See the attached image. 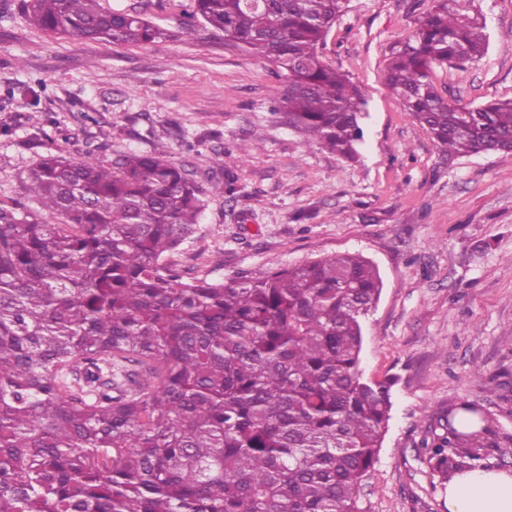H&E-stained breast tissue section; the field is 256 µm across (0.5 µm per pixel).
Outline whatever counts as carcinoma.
<instances>
[{
  "label": "carcinoma",
  "mask_w": 512,
  "mask_h": 512,
  "mask_svg": "<svg viewBox=\"0 0 512 512\" xmlns=\"http://www.w3.org/2000/svg\"><path fill=\"white\" fill-rule=\"evenodd\" d=\"M30 25L117 45L163 32L98 0H23ZM346 0H191V22L288 79V123L347 160L367 102L318 47ZM436 0L393 49L400 108L448 156L512 157V99L446 102L435 67L480 59L484 26ZM224 153L225 181L235 190ZM30 191L65 219L0 202V512H361L359 488L390 418L392 378L363 377L362 318L377 268L330 256L263 278L181 281L162 263L195 230L203 188L163 152L115 166L47 154ZM464 401L431 424L442 482L496 448Z\"/></svg>",
  "instance_id": "cac0c4a2"
}]
</instances>
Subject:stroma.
Wrapping results in <instances>:
<instances>
[{
  "label": "stroma",
  "instance_id": "obj_1",
  "mask_svg": "<svg viewBox=\"0 0 512 512\" xmlns=\"http://www.w3.org/2000/svg\"><path fill=\"white\" fill-rule=\"evenodd\" d=\"M163 29L145 45L50 36L21 0H0V202L60 223L26 190L50 153L113 162L163 147L202 187L219 153L244 155L234 194L209 192L192 237L168 258L183 281L222 283L356 253L383 289L363 323L366 378H397L363 512H448L421 446L433 413L470 401L503 440L488 461L512 472V157L450 158L386 86L390 49L433 0H347L320 48L368 100L360 162L321 148L278 112L272 64L188 24L190 0H98ZM484 21L485 55L434 68L450 103L512 99V0H459Z\"/></svg>",
  "mask_w": 512,
  "mask_h": 512
}]
</instances>
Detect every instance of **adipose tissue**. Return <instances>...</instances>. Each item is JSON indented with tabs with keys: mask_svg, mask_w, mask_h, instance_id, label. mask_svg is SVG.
Here are the masks:
<instances>
[{
	"mask_svg": "<svg viewBox=\"0 0 512 512\" xmlns=\"http://www.w3.org/2000/svg\"><path fill=\"white\" fill-rule=\"evenodd\" d=\"M448 512H512V473L477 468L448 482Z\"/></svg>",
	"mask_w": 512,
	"mask_h": 512,
	"instance_id": "adipose-tissue-1",
	"label": "adipose tissue"
}]
</instances>
